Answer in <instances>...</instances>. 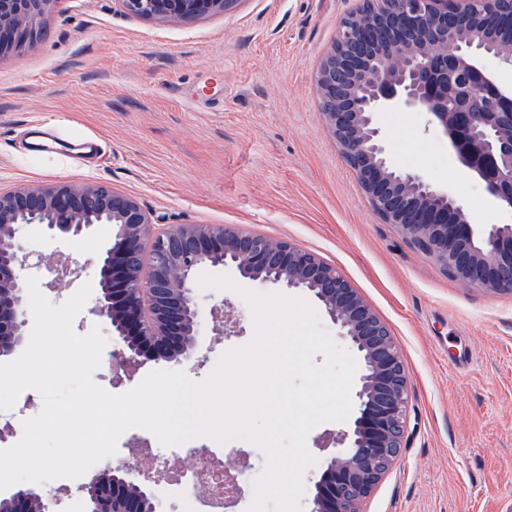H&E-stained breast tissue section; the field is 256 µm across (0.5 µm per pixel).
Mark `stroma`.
Listing matches in <instances>:
<instances>
[{
	"label": "stroma",
	"instance_id": "1",
	"mask_svg": "<svg viewBox=\"0 0 512 512\" xmlns=\"http://www.w3.org/2000/svg\"><path fill=\"white\" fill-rule=\"evenodd\" d=\"M359 0H238L225 12L169 22L127 14L119 0H54L42 36L0 57V192L93 182L137 198L154 223L224 224L282 239L336 267L385 323L411 393L401 456L368 498L366 512H512V294L466 287L383 223L328 133L315 73L340 18ZM393 163L455 193L471 224H512L460 166L422 112L378 114ZM35 122L70 140L94 137L101 161L81 165L24 150ZM97 225L77 240L30 226L23 245L46 257L39 288L53 304L94 282L91 259L111 244ZM198 287L202 312L223 306L241 332L204 331L206 384L230 351L256 336L244 292L307 300L305 292L245 280ZM307 435L313 465L302 474L300 512L333 453ZM239 458L240 498L250 512L267 467L260 445L226 440Z\"/></svg>",
	"mask_w": 512,
	"mask_h": 512
}]
</instances>
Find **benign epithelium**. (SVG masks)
<instances>
[{"label": "benign epithelium", "instance_id": "benign-epithelium-1", "mask_svg": "<svg viewBox=\"0 0 512 512\" xmlns=\"http://www.w3.org/2000/svg\"><path fill=\"white\" fill-rule=\"evenodd\" d=\"M512 0H360L341 18L319 64L316 85L326 128L360 189L386 224L469 288L512 294V225L470 224L459 198L391 162L376 116L419 111L448 138L457 161L512 209V91L485 61L512 68ZM54 0H0V56L39 33ZM145 19L179 22L226 11L238 0H120ZM78 239L113 227L94 261L100 294L92 313L113 333V365L146 360L204 362L194 279L204 267L232 266L260 284L312 294L361 362L350 427L328 434L337 448L314 481L310 512H364L374 488L398 462L410 384L386 325L356 288L318 255L281 239L223 224L159 227L133 196L98 184H60L0 194V359L29 340L24 271L44 262L25 250V227ZM149 248L138 264L134 252ZM82 487L86 512H156L150 468L110 465ZM8 512H53L59 501L31 487L0 497Z\"/></svg>", "mask_w": 512, "mask_h": 512}]
</instances>
